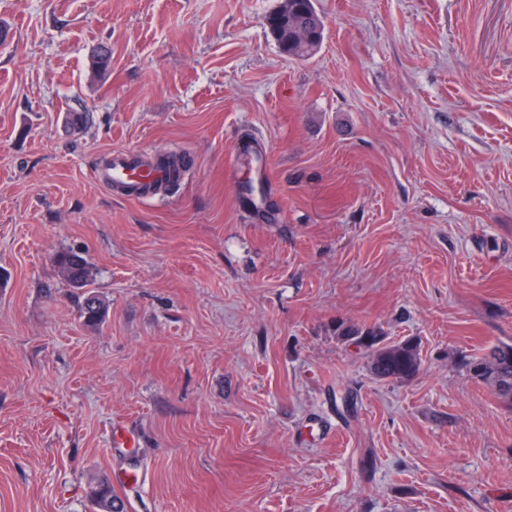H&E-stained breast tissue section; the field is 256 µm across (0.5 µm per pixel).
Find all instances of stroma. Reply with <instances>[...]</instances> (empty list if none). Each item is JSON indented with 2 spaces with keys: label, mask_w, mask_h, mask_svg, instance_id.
Masks as SVG:
<instances>
[{
  "label": "stroma",
  "mask_w": 512,
  "mask_h": 512,
  "mask_svg": "<svg viewBox=\"0 0 512 512\" xmlns=\"http://www.w3.org/2000/svg\"><path fill=\"white\" fill-rule=\"evenodd\" d=\"M279 2L0 0V512L136 465L125 512H512V407L461 364L512 344V0H315L307 60ZM115 150L186 171L128 198ZM288 1V4H283ZM318 13L312 0H282L276 12L268 16L269 30L277 42L280 50L289 57L308 59L314 56L321 47L324 25L309 26V16ZM305 27L312 28L317 39H309L307 30H301L296 38V30ZM304 40V41H302ZM54 264L71 287L77 289L90 288L92 271L82 253L74 250L62 252L58 257H55ZM81 315L87 325L95 326L102 322L106 307L98 295L90 290L83 292V302L81 304ZM336 332L342 342L366 351L371 373L380 380L406 381L420 372V344L413 337L387 342L379 328L360 324L341 323Z\"/></svg>",
  "instance_id": "1"
}]
</instances>
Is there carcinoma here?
<instances>
[{
    "label": "carcinoma",
    "instance_id": "carcinoma-1",
    "mask_svg": "<svg viewBox=\"0 0 512 512\" xmlns=\"http://www.w3.org/2000/svg\"><path fill=\"white\" fill-rule=\"evenodd\" d=\"M316 13L313 0H288L268 16L269 30L284 54L308 59L318 52L324 27L312 26L317 34L315 40L296 38V30L308 27V18ZM54 264L71 287L83 290L84 322L90 326L101 323L106 307L98 295L88 290L92 271L87 259L82 253L70 250L56 257ZM336 332L342 342L366 351L371 373L380 380L406 381L420 372V344L413 337L388 342L379 328L360 324L342 323ZM466 367L472 379L491 385L502 401L512 405V344L497 345L488 354L467 361ZM90 500L95 512H124L123 501L112 493V487L104 479L95 483Z\"/></svg>",
    "mask_w": 512,
    "mask_h": 512
}]
</instances>
